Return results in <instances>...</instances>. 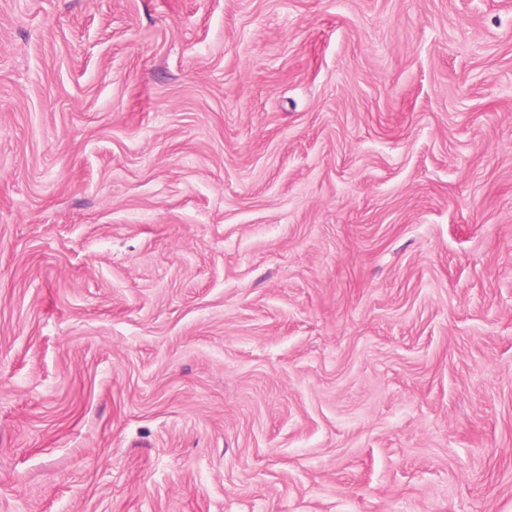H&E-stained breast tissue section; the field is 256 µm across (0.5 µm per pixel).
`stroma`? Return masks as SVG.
I'll return each instance as SVG.
<instances>
[{"mask_svg":"<svg viewBox=\"0 0 512 512\" xmlns=\"http://www.w3.org/2000/svg\"><path fill=\"white\" fill-rule=\"evenodd\" d=\"M0 512H512V0H0Z\"/></svg>","mask_w":512,"mask_h":512,"instance_id":"stroma-1","label":"stroma"}]
</instances>
